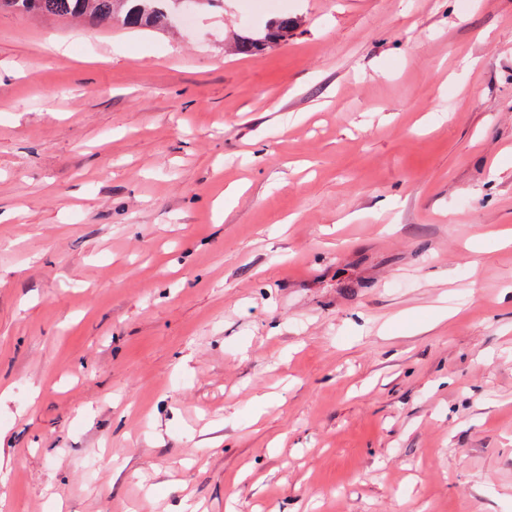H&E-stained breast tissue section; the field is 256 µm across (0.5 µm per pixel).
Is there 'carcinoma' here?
I'll list each match as a JSON object with an SVG mask.
<instances>
[{
	"label": "carcinoma",
	"instance_id": "cac0c4a2",
	"mask_svg": "<svg viewBox=\"0 0 512 512\" xmlns=\"http://www.w3.org/2000/svg\"><path fill=\"white\" fill-rule=\"evenodd\" d=\"M184 0H0V12L33 14L59 19H79L97 27L110 28L119 22L129 29H148L168 22ZM299 21L288 16L269 20L258 34L240 35L236 53L249 57L264 48L288 39Z\"/></svg>",
	"mask_w": 512,
	"mask_h": 512
}]
</instances>
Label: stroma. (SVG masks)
<instances>
[{
	"label": "stroma",
	"instance_id": "stroma-1",
	"mask_svg": "<svg viewBox=\"0 0 512 512\" xmlns=\"http://www.w3.org/2000/svg\"><path fill=\"white\" fill-rule=\"evenodd\" d=\"M282 11L0 13V512H512V0ZM298 25L299 21L296 18L288 16L272 18L261 33L238 36L234 49L238 54L255 56L270 44L288 40V33Z\"/></svg>",
	"mask_w": 512,
	"mask_h": 512
}]
</instances>
